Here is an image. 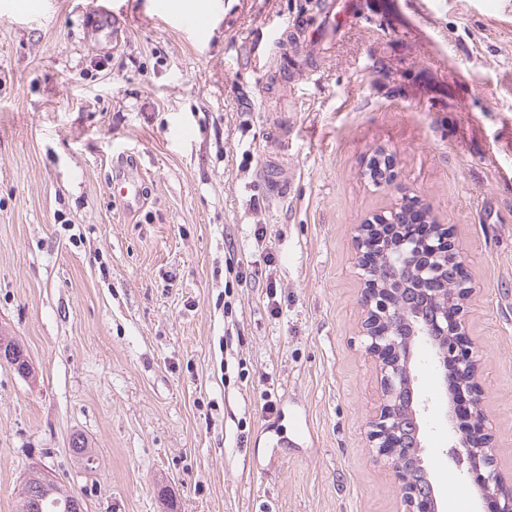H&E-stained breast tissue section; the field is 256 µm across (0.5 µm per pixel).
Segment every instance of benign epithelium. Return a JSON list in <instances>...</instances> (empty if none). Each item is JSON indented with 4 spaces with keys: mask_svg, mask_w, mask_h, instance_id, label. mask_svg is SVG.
<instances>
[{
    "mask_svg": "<svg viewBox=\"0 0 512 512\" xmlns=\"http://www.w3.org/2000/svg\"><path fill=\"white\" fill-rule=\"evenodd\" d=\"M408 206L366 219L357 228L356 249L364 281L362 323L364 348L378 363L380 402L369 421V441L376 459L397 482L404 512H441L425 464L421 412L434 401L460 433L454 458L466 463L465 476L476 483L485 512H512V485L506 487L494 464L493 434L481 415L476 425L461 402L476 405L479 351L465 340L462 300L473 292L470 278L444 224H430L422 234L399 223ZM393 250L396 260L387 276L368 261L377 251ZM431 354L439 387L422 397L415 385L414 347Z\"/></svg>",
    "mask_w": 512,
    "mask_h": 512,
    "instance_id": "benign-epithelium-1",
    "label": "benign epithelium"
}]
</instances>
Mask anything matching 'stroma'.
<instances>
[{"label": "stroma", "mask_w": 512, "mask_h": 512, "mask_svg": "<svg viewBox=\"0 0 512 512\" xmlns=\"http://www.w3.org/2000/svg\"><path fill=\"white\" fill-rule=\"evenodd\" d=\"M308 2L218 0L199 39L152 0H112L108 27L98 0H0V336L32 368L0 361V512L41 466L85 512H403L368 438L354 235L406 196L474 280L512 481V0H356L299 75L274 39ZM422 423L440 497L473 512L443 407Z\"/></svg>", "instance_id": "obj_1"}]
</instances>
